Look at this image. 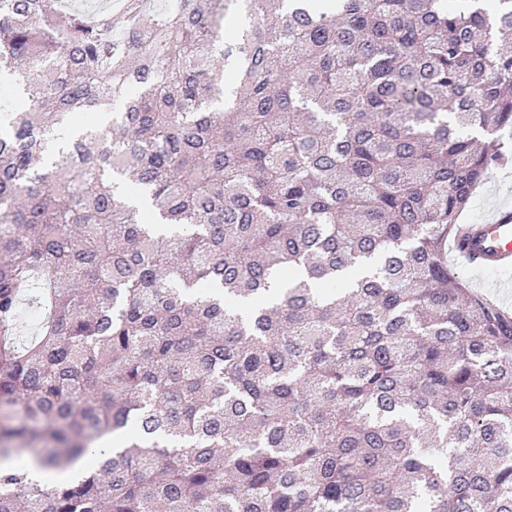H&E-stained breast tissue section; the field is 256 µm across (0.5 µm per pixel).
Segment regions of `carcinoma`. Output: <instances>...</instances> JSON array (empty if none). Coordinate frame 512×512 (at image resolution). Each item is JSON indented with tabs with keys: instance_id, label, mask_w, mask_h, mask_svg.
<instances>
[{
	"instance_id": "1",
	"label": "carcinoma",
	"mask_w": 512,
	"mask_h": 512,
	"mask_svg": "<svg viewBox=\"0 0 512 512\" xmlns=\"http://www.w3.org/2000/svg\"><path fill=\"white\" fill-rule=\"evenodd\" d=\"M121 2L0 0V512H512V311L444 258L512 0Z\"/></svg>"
}]
</instances>
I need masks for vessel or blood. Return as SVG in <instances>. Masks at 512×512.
<instances>
[{
    "label": "vessel or blood",
    "instance_id": "vessel-or-blood-1",
    "mask_svg": "<svg viewBox=\"0 0 512 512\" xmlns=\"http://www.w3.org/2000/svg\"><path fill=\"white\" fill-rule=\"evenodd\" d=\"M453 261L464 270L493 271L512 282V203L499 206L487 219L460 225L448 242Z\"/></svg>",
    "mask_w": 512,
    "mask_h": 512
}]
</instances>
